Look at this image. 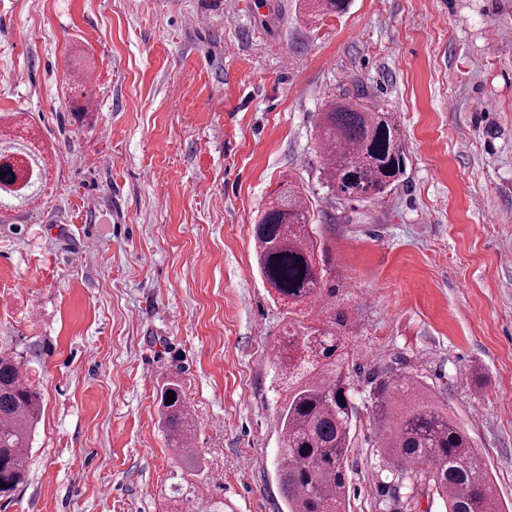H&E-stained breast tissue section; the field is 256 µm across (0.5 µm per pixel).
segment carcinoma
<instances>
[{
	"instance_id": "1",
	"label": "carcinoma",
	"mask_w": 512,
	"mask_h": 512,
	"mask_svg": "<svg viewBox=\"0 0 512 512\" xmlns=\"http://www.w3.org/2000/svg\"><path fill=\"white\" fill-rule=\"evenodd\" d=\"M314 14H342L348 0H312ZM317 139L335 149L325 160L324 184L348 201L383 197L401 182L408 156L394 113L342 99L318 113ZM47 186L44 157L36 143L0 138L2 213L33 202ZM314 213L292 184L278 187L253 228L255 259L269 295L291 304L317 294L322 268L312 230ZM286 384L277 400L282 436L278 484L288 512H346L347 460L357 408L351 376L338 353L336 333L313 330L285 335L271 355ZM378 451L400 474L417 473L442 499L445 512H504L483 455L445 403L412 376L388 367L368 375ZM175 401L169 405V392ZM41 396L18 358L0 354V497L26 481L29 444ZM160 420L169 447L192 456L194 421L182 386L160 390Z\"/></svg>"
}]
</instances>
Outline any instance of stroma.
<instances>
[{"label":"stroma","instance_id":"obj_1","mask_svg":"<svg viewBox=\"0 0 512 512\" xmlns=\"http://www.w3.org/2000/svg\"><path fill=\"white\" fill-rule=\"evenodd\" d=\"M395 113L383 198L322 185L316 116ZM0 133L45 148L48 188L0 224V352L42 395L30 472L0 512H284L270 351L334 330L360 413L349 512H444L394 485L362 389L417 377L468 429L512 510V0H0ZM305 193L316 297L272 299L253 226ZM180 381L195 469L158 424Z\"/></svg>","mask_w":512,"mask_h":512}]
</instances>
